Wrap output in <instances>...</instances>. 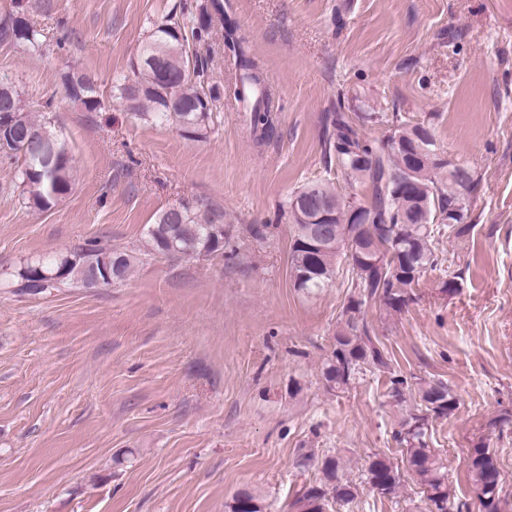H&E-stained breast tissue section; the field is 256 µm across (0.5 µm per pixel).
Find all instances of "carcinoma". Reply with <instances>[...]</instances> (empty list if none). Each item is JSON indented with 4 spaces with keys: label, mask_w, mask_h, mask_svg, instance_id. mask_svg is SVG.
I'll return each instance as SVG.
<instances>
[{
    "label": "carcinoma",
    "mask_w": 512,
    "mask_h": 512,
    "mask_svg": "<svg viewBox=\"0 0 512 512\" xmlns=\"http://www.w3.org/2000/svg\"><path fill=\"white\" fill-rule=\"evenodd\" d=\"M15 26H0V41L16 42L38 52L42 50L43 29L26 18L23 0H12ZM214 13L180 4V17L170 16L153 25L140 47L136 79L116 85L117 99L127 108L159 123L173 121L181 129L192 128V136L203 137L212 113L218 110L220 95L205 89V62L190 50L189 40L200 42L214 24L224 29V54L233 62L236 76L232 96L242 111L250 113L255 136L263 141L273 132L271 112L275 104L260 67L235 37L234 23L221 3ZM67 95L93 111L99 105L94 81L85 75H66ZM378 112H362L351 117L343 112L331 116L333 134L327 140L326 154L334 158L336 169L351 182L368 186L371 198L363 201L361 218L386 232L375 263H368L353 251L350 236L355 225L347 223L357 195H341L328 180H315L288 199V221L294 226L290 258L294 287L305 294H316L329 287L336 277L340 260L348 261L353 293L343 304L330 355L322 377L332 390H344L366 370L383 373L397 400H404L408 381L392 367L374 327L367 321L365 308L381 302L400 312L408 304V289L422 273L438 265L433 241L441 224L452 220L448 233L468 230V194L478 184L473 170L460 159L448 165V158L437 151L434 138L424 139L412 123L394 115L393 131L381 138L367 137L358 125L376 123ZM34 133L41 142L39 154L30 152L25 142L12 138L15 129ZM0 161L14 166L19 197L28 207L45 211L66 196L72 187L74 161L44 115L24 109L20 93L10 84L0 83ZM307 197L322 201L332 214L327 225L326 245L312 252L304 247L310 223L299 214L295 199ZM152 250L161 254L200 256L224 249V214L199 213L184 205L175 213L168 209L149 226ZM123 266L124 278L133 271V256L96 243L75 252L49 255L22 267L15 288L21 294L37 295L51 290L82 286L91 270L102 271L114 260ZM419 406L426 414L411 412L396 440L402 447L403 461L424 489L428 512H462L465 504L456 500L448 484L441 458L426 447L424 437L428 415L443 418L454 414L459 401L441 381L417 383ZM466 467L472 486L483 492V512H499L501 474L494 454L484 445L470 449ZM338 457L321 460L322 478L304 487L293 507L296 512H327L331 504L348 505L357 501L360 485L340 474ZM362 483L383 499L399 496L401 476L391 459L374 453L366 460ZM229 512H263L259 494L249 488L236 492Z\"/></svg>",
    "instance_id": "cac0c4a2"
}]
</instances>
